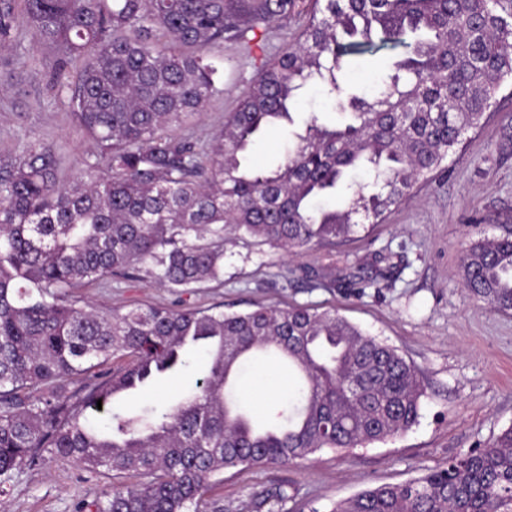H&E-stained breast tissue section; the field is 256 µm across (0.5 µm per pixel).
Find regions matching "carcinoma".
I'll list each match as a JSON object with an SVG mask.
<instances>
[{
    "label": "carcinoma",
    "instance_id": "carcinoma-1",
    "mask_svg": "<svg viewBox=\"0 0 512 512\" xmlns=\"http://www.w3.org/2000/svg\"><path fill=\"white\" fill-rule=\"evenodd\" d=\"M16 2L0 0V51L16 41ZM22 2L35 40L57 52L58 96L90 150L69 180L44 143L0 159V477L52 452L139 477L95 494L89 512H200L226 470L308 460L414 426L417 368L334 311L124 312L76 290L112 279L176 292L222 284L228 224L292 251L384 223L414 185L447 171L512 82V0H323L297 42L260 63L206 143L171 128L216 92L210 54L252 53L297 0ZM384 50L392 57L370 100L346 65ZM309 86L344 120L313 114L277 166H246L261 131L294 124ZM337 195L344 206L326 204ZM461 272L474 296L512 311V233L472 243ZM271 348L299 376L300 400L259 427L227 388L248 357ZM196 352L208 370L195 392L163 410L113 409L178 375ZM119 357L128 364L91 375ZM98 413L101 429L89 424ZM329 512H512V427Z\"/></svg>",
    "mask_w": 512,
    "mask_h": 512
}]
</instances>
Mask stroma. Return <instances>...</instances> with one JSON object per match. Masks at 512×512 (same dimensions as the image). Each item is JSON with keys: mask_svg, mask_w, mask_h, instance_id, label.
<instances>
[{"mask_svg": "<svg viewBox=\"0 0 512 512\" xmlns=\"http://www.w3.org/2000/svg\"><path fill=\"white\" fill-rule=\"evenodd\" d=\"M56 53L29 31L0 53V156L30 144L54 146L63 175L81 168L89 150L61 104L52 76ZM217 91L206 109L174 132L214 137L247 92L254 67L234 52H217ZM512 229V86L502 89L492 114L468 132L447 177L418 183L384 223L357 239L329 247L286 251L224 230V282L174 292L154 283H113L88 291L90 303L126 310L180 305L225 312L305 306L334 311L396 347L417 367L425 395L408 431L347 451L325 450L304 461L229 470L211 495L224 512H248L251 498L278 488L281 512H329L333 503L363 489L399 484L447 466L512 426V313L473 296L460 277L470 243ZM392 269L376 275L382 260ZM363 279L367 288L349 289ZM238 395L244 406L270 417L293 399L298 385L286 365L265 358L245 362ZM108 478L72 459L46 455L36 468L0 480V512H78Z\"/></svg>", "mask_w": 512, "mask_h": 512, "instance_id": "obj_1", "label": "stroma"}]
</instances>
